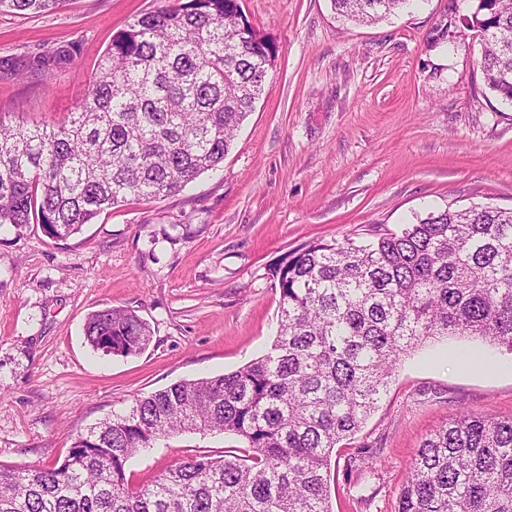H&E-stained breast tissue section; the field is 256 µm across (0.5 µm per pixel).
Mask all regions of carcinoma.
<instances>
[{"label":"carcinoma","mask_w":512,"mask_h":512,"mask_svg":"<svg viewBox=\"0 0 512 512\" xmlns=\"http://www.w3.org/2000/svg\"><path fill=\"white\" fill-rule=\"evenodd\" d=\"M61 0H0L44 14ZM343 22L374 24L409 0H331ZM478 66L512 105V0H476ZM76 42L0 58V79L49 74ZM276 57L240 0H173L120 31L83 103L54 127L0 121V227L34 222L65 240L129 197L176 195L224 162ZM279 288L271 349L214 377L133 400L78 435L51 467H0V512H331V457L387 394L420 345L479 338L512 352V208L435 209L372 240L313 241L270 269ZM95 351L129 357L149 324L122 306L96 310ZM245 443L195 454L134 487L128 463L183 433ZM397 512H512V417L466 413L418 450Z\"/></svg>","instance_id":"cac0c4a2"}]
</instances>
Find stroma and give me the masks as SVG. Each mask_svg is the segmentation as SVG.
<instances>
[{
	"mask_svg": "<svg viewBox=\"0 0 512 512\" xmlns=\"http://www.w3.org/2000/svg\"><path fill=\"white\" fill-rule=\"evenodd\" d=\"M169 0H63L0 14V57L76 41L74 64L0 81V120L53 125L84 100L96 66L137 16ZM276 48L255 109L219 171L180 194L131 200L59 241L0 229V464L49 466L134 397L228 373L264 354L279 290L270 268L315 239L398 229L445 206L512 208V106L484 83L472 0H414L371 26L331 0H241ZM451 20L446 41L430 42ZM123 306L152 328L135 356L92 351L95 310ZM461 412L512 417V352L432 341L403 357L387 396L331 466L333 512H395L411 462ZM186 433L133 459L130 484L240 447Z\"/></svg>",
	"mask_w": 512,
	"mask_h": 512,
	"instance_id": "stroma-1",
	"label": "stroma"
}]
</instances>
